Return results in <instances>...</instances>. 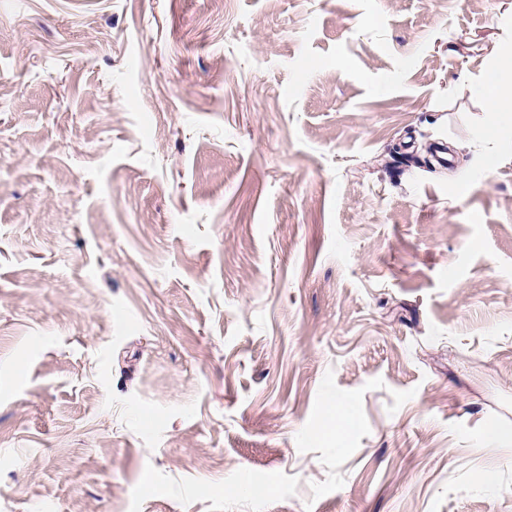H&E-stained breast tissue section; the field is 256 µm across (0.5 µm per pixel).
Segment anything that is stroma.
Instances as JSON below:
<instances>
[{"label":"stroma","mask_w":512,"mask_h":512,"mask_svg":"<svg viewBox=\"0 0 512 512\" xmlns=\"http://www.w3.org/2000/svg\"><path fill=\"white\" fill-rule=\"evenodd\" d=\"M510 41L512 0H0V512H512ZM497 53L510 65L511 70L494 73L490 76L487 86L482 89L483 92H490L486 110V122L490 127L512 122V108L508 104V101L511 103L512 100V42L501 44Z\"/></svg>","instance_id":"stroma-1"}]
</instances>
